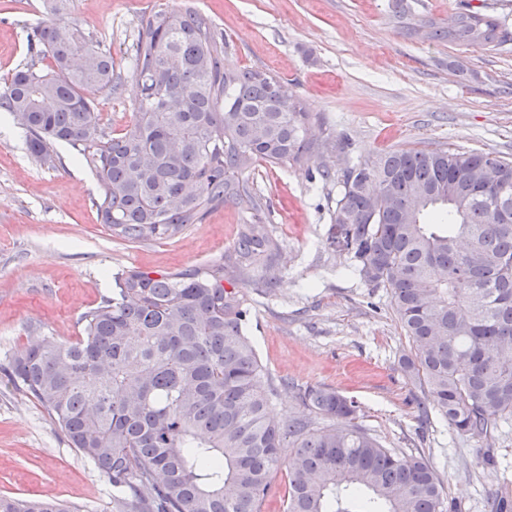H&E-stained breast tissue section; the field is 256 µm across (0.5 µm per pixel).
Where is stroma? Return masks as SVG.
Listing matches in <instances>:
<instances>
[{"label": "stroma", "instance_id": "1", "mask_svg": "<svg viewBox=\"0 0 512 512\" xmlns=\"http://www.w3.org/2000/svg\"><path fill=\"white\" fill-rule=\"evenodd\" d=\"M191 6L224 37L223 65L281 78L313 119L320 150L298 163H260L245 174L278 239L280 285L250 288L247 334L277 395L272 411L300 412V388L335 389L356 401L357 421L385 447L425 457L457 512L512 506V426L491 442L422 421L423 390L400 364L408 341L391 291L371 288L330 244L337 190L321 164L343 170L401 148L447 147L512 157V0H413L415 18L481 10L508 31L498 49L406 36L393 0H74L70 18L109 49L123 79L94 91L102 133L129 126L139 89L131 76L143 16ZM43 4L0 0V78L29 63L27 37ZM54 165L28 151L18 125L0 131V493L52 495L112 512L105 477L71 448L56 423L8 380L11 357L42 337L75 340L80 316L111 297L116 273L178 272L222 261L249 215L227 204L175 238H112L94 172L76 149L55 146ZM493 448L498 467L484 464Z\"/></svg>", "mask_w": 512, "mask_h": 512}]
</instances>
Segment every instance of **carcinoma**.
Segmentation results:
<instances>
[{
    "instance_id": "1",
    "label": "carcinoma",
    "mask_w": 512,
    "mask_h": 512,
    "mask_svg": "<svg viewBox=\"0 0 512 512\" xmlns=\"http://www.w3.org/2000/svg\"><path fill=\"white\" fill-rule=\"evenodd\" d=\"M45 0L31 38L50 64L16 70L0 112L26 118L32 155L65 142L94 170L98 209L129 243L171 239L213 208L259 205L243 174L312 154V116L258 69L224 70L223 40L192 8L141 21L128 129L107 140L87 96L112 90V55ZM411 37L499 45L474 11L407 26ZM487 167L500 180L479 183ZM331 243L367 285L388 288L408 339L405 374L459 434L487 439L512 423V159L402 148L343 170ZM280 245L257 219L224 261L204 269L128 271L84 313L82 336L19 351L9 374L112 486V512H259L287 464L284 512H450L427 459L384 447L336 391L298 392L302 412L271 415L276 389L245 331L241 287H278ZM0 512H83L53 499L0 495Z\"/></svg>"
}]
</instances>
